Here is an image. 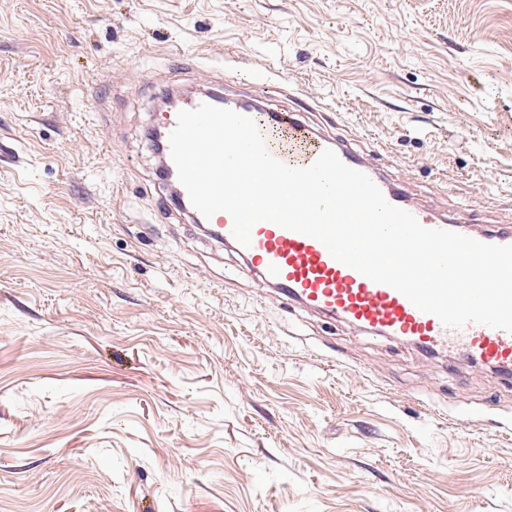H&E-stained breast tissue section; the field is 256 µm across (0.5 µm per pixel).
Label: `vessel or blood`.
Segmentation results:
<instances>
[{
  "mask_svg": "<svg viewBox=\"0 0 512 512\" xmlns=\"http://www.w3.org/2000/svg\"><path fill=\"white\" fill-rule=\"evenodd\" d=\"M204 103L262 120L273 131L272 137L265 140L266 147L284 164L306 167L330 149L349 167L364 169L359 154L349 143L322 135L308 122L309 113L322 109L318 98L306 97L303 104L283 110L256 94L229 95L216 88L183 95L178 110H192ZM369 176L390 204L414 215L422 226L451 229V218L415 205L406 189L391 183L380 172L370 171ZM203 231L234 247L246 270L258 273L275 300L343 320L368 333L406 340L427 353L458 350L485 367L512 370L511 332L475 323L459 329L446 327L438 317L420 311L393 287L375 282L334 259L315 238L261 221L251 230L249 246L243 247L237 245L232 219L224 212L207 219Z\"/></svg>",
  "mask_w": 512,
  "mask_h": 512,
  "instance_id": "vessel-or-blood-1",
  "label": "vessel or blood"
}]
</instances>
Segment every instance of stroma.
<instances>
[{"label":"stroma","mask_w":512,"mask_h":512,"mask_svg":"<svg viewBox=\"0 0 512 512\" xmlns=\"http://www.w3.org/2000/svg\"><path fill=\"white\" fill-rule=\"evenodd\" d=\"M172 80L322 97L512 225V0H0V512H512L511 379L280 310L160 214Z\"/></svg>","instance_id":"stroma-1"}]
</instances>
